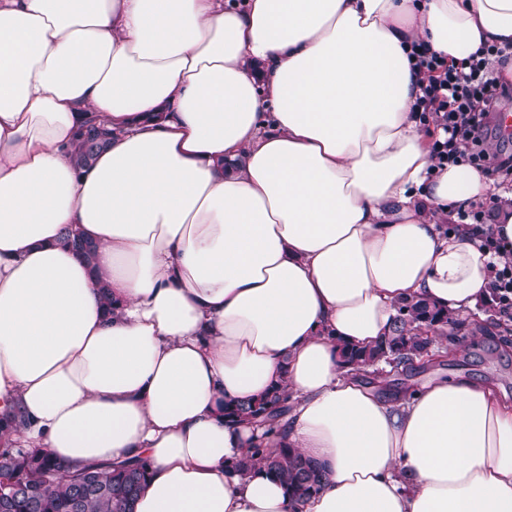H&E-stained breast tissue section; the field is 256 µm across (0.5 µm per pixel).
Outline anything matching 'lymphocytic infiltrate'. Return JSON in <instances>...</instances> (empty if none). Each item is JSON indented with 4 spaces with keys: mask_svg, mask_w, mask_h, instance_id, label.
Wrapping results in <instances>:
<instances>
[{
    "mask_svg": "<svg viewBox=\"0 0 512 512\" xmlns=\"http://www.w3.org/2000/svg\"><path fill=\"white\" fill-rule=\"evenodd\" d=\"M501 56L500 48L485 45L451 61L424 43H412L411 68L420 77L412 110L420 123H434L442 131L431 144L432 171L467 165L512 180V153L494 147L488 125L492 109L506 94L493 69Z\"/></svg>",
    "mask_w": 512,
    "mask_h": 512,
    "instance_id": "1",
    "label": "lymphocytic infiltrate"
}]
</instances>
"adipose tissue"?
Segmentation results:
<instances>
[{
	"mask_svg": "<svg viewBox=\"0 0 512 512\" xmlns=\"http://www.w3.org/2000/svg\"><path fill=\"white\" fill-rule=\"evenodd\" d=\"M512 54V0H0V414L80 468L144 458L135 512H512V401L434 377L388 401L341 345L449 318L512 260V206L429 175L411 43ZM112 138L88 165L78 133ZM96 246L85 262L65 242ZM111 306H104L103 294ZM285 387L259 437L225 408ZM324 470L295 502L255 442ZM491 197H493V195L487 196L485 199H482L483 201H486V200L488 201L490 198L489 206H485L484 202L471 203L474 201H471V202L468 201V202L460 204L462 206V208H464V205H465L466 209H462L461 207L458 209V212H457L458 220L454 221V223H452L454 225L451 228V230L454 229L455 224H480V226H482L485 223V220H487V218L490 216V213L493 210H495L496 207H498V202H499L498 199L491 198ZM469 202L471 203L470 206L468 205V204H470ZM467 205L469 206V208Z\"/></svg>",
	"mask_w": 512,
	"mask_h": 512,
	"instance_id": "adipose-tissue-1",
	"label": "adipose tissue"
}]
</instances>
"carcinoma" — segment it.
Listing matches in <instances>:
<instances>
[{
  "label": "carcinoma",
  "instance_id": "1",
  "mask_svg": "<svg viewBox=\"0 0 512 512\" xmlns=\"http://www.w3.org/2000/svg\"><path fill=\"white\" fill-rule=\"evenodd\" d=\"M111 132L97 125L81 134L77 160L86 165L107 145ZM448 314L424 300H411L398 306L393 333L368 348H345L344 362L357 371L387 361L395 366H414L429 354L434 342L429 333L447 334ZM288 413V393L282 388L268 391L260 398L234 406L229 415L261 421L274 430ZM17 415L0 418V488L24 487L26 493L15 497L11 512H73V501L81 496L80 512H134V504L147 474L146 461L108 462L71 471L68 466L36 450L13 448L6 435L19 427ZM245 477L265 471L279 480L288 492L303 499L316 492L322 475L318 467L293 448L268 453L258 446L250 449L235 467Z\"/></svg>",
  "mask_w": 512,
  "mask_h": 512
}]
</instances>
